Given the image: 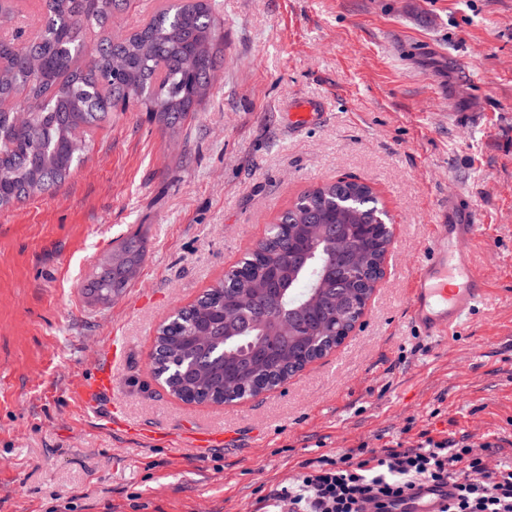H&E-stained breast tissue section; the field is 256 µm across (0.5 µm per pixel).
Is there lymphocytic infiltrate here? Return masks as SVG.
<instances>
[{
  "mask_svg": "<svg viewBox=\"0 0 512 512\" xmlns=\"http://www.w3.org/2000/svg\"><path fill=\"white\" fill-rule=\"evenodd\" d=\"M453 482L446 512H512V468L489 469L467 443L425 437L416 446L360 447L303 463L298 477L271 493L273 512H390L416 483Z\"/></svg>",
  "mask_w": 512,
  "mask_h": 512,
  "instance_id": "lymphocytic-infiltrate-1",
  "label": "lymphocytic infiltrate"
}]
</instances>
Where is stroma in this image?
Returning a JSON list of instances; mask_svg holds the SVG:
<instances>
[{
    "label": "stroma",
    "mask_w": 512,
    "mask_h": 512,
    "mask_svg": "<svg viewBox=\"0 0 512 512\" xmlns=\"http://www.w3.org/2000/svg\"><path fill=\"white\" fill-rule=\"evenodd\" d=\"M133 0L89 45L128 34ZM224 50L180 133L113 113L71 176L0 211V512H266L303 462L416 444L484 448L512 468V0H210ZM312 117L291 122L297 105ZM368 183L394 234L363 319L287 383L230 405L154 378L156 329L221 280L305 191ZM485 226L492 294L452 344L421 336L406 295L429 225ZM145 259L109 303L83 284L130 233ZM124 337L115 393L142 434L77 400ZM223 427L196 456L186 427Z\"/></svg>",
    "instance_id": "obj_1"
}]
</instances>
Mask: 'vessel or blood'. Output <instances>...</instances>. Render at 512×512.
Segmentation results:
<instances>
[{
	"mask_svg": "<svg viewBox=\"0 0 512 512\" xmlns=\"http://www.w3.org/2000/svg\"><path fill=\"white\" fill-rule=\"evenodd\" d=\"M481 232V224L474 219L463 224L431 225L424 256L412 274L407 293L408 318L423 334L452 341L469 311L489 298L488 279L470 258V248L479 241ZM122 361V339L110 338L98 351L92 379L80 384L77 393L84 408L104 412L110 426L117 429L127 426L126 408L115 397L113 384ZM183 438L188 446L201 450L222 444L224 434L190 428ZM453 494L452 483H421L393 510L445 512Z\"/></svg>",
	"mask_w": 512,
	"mask_h": 512,
	"instance_id": "1",
	"label": "vessel or blood"
}]
</instances>
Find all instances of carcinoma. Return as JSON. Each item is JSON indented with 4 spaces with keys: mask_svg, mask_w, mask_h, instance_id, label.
<instances>
[{
    "mask_svg": "<svg viewBox=\"0 0 512 512\" xmlns=\"http://www.w3.org/2000/svg\"><path fill=\"white\" fill-rule=\"evenodd\" d=\"M45 0L36 36L0 40V211L64 182L89 150V132L133 100L175 134L205 97L224 36L207 0L169 3L120 41L86 49L85 32L103 27L117 3ZM372 188L338 180L303 193L266 237L179 315L157 329L152 373L180 399L199 392L219 403L276 387L290 365L320 351L314 336H341L349 317L338 292L375 276L391 234ZM371 259L364 279L353 259ZM144 259L134 233L101 259L86 292L102 301L122 296L125 264ZM297 316L293 330L280 318ZM265 317L261 332L250 327Z\"/></svg>",
    "mask_w": 512,
    "mask_h": 512,
    "instance_id": "cac0c4a2",
    "label": "carcinoma"
}]
</instances>
